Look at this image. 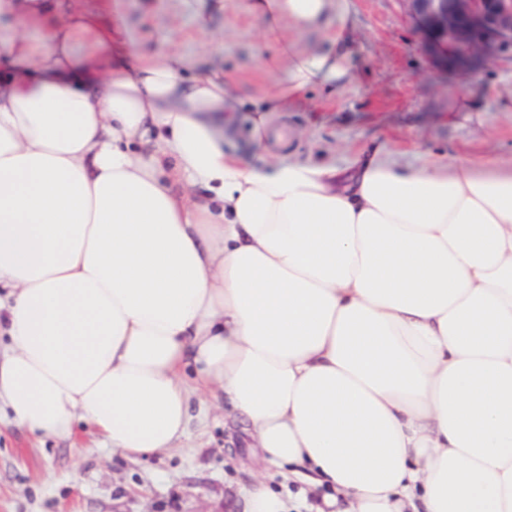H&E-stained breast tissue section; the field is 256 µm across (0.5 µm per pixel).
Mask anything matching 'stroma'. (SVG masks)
Listing matches in <instances>:
<instances>
[{
  "label": "stroma",
  "instance_id": "1",
  "mask_svg": "<svg viewBox=\"0 0 512 512\" xmlns=\"http://www.w3.org/2000/svg\"><path fill=\"white\" fill-rule=\"evenodd\" d=\"M349 6L347 23L285 29L307 50L342 34L352 72L340 91L312 90L288 111L271 113L298 132L288 154L343 168L377 145L403 162L456 155L512 160V52L460 67L429 43L401 0ZM199 11L209 34L196 27ZM124 18L138 56L181 50L196 59L197 73L223 71L247 101L261 100L273 80L287 77V63L270 70L277 45L264 39L246 0H125ZM466 89L474 111H454ZM190 414L181 446L146 460L107 447L82 424L72 437L41 438L1 418L0 512H243L244 492L259 474L270 478L289 512H309L319 490L276 476L246 435H239L235 455L227 454L223 404L194 394Z\"/></svg>",
  "mask_w": 512,
  "mask_h": 512
}]
</instances>
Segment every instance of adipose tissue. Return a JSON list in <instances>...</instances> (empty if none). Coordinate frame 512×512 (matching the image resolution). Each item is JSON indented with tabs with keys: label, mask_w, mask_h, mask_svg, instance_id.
Instances as JSON below:
<instances>
[{
	"label": "adipose tissue",
	"mask_w": 512,
	"mask_h": 512,
	"mask_svg": "<svg viewBox=\"0 0 512 512\" xmlns=\"http://www.w3.org/2000/svg\"><path fill=\"white\" fill-rule=\"evenodd\" d=\"M266 36L348 0H249ZM118 0H0V408L135 459L185 437L194 367L315 512H512V165L226 148L245 102ZM29 27L21 33L12 20ZM268 115L352 78L288 41Z\"/></svg>",
	"instance_id": "1"
}]
</instances>
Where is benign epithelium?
Returning <instances> with one entry per match:
<instances>
[{"instance_id":"obj_1","label":"benign epithelium","mask_w":512,"mask_h":512,"mask_svg":"<svg viewBox=\"0 0 512 512\" xmlns=\"http://www.w3.org/2000/svg\"><path fill=\"white\" fill-rule=\"evenodd\" d=\"M458 64L512 49V0H402Z\"/></svg>"}]
</instances>
